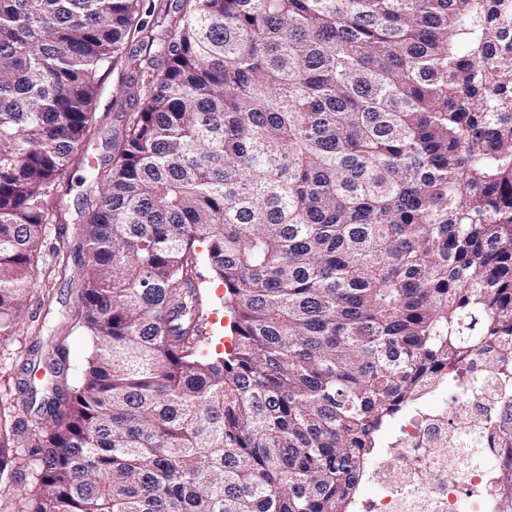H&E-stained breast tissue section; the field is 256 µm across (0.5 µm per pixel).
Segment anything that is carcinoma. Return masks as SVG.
<instances>
[{
  "label": "carcinoma",
  "instance_id": "cac0c4a2",
  "mask_svg": "<svg viewBox=\"0 0 512 512\" xmlns=\"http://www.w3.org/2000/svg\"><path fill=\"white\" fill-rule=\"evenodd\" d=\"M141 0H0V339ZM94 174L17 512H347L439 366L512 352V0H160ZM230 350L200 354L197 267ZM21 440L25 453L13 452ZM199 272L201 286L209 302L208 319L205 326L207 332L205 336L208 339L205 341L202 354L222 353L224 345L228 347L230 342V338L227 337L229 317L224 309V285L221 280L211 274L203 257H201ZM68 348V382L70 385H76L84 373L94 345L88 336L82 333H73L68 338Z\"/></svg>",
  "mask_w": 512,
  "mask_h": 512
}]
</instances>
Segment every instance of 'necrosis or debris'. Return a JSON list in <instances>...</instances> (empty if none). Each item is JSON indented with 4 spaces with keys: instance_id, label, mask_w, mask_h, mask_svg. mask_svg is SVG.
<instances>
[{
    "instance_id": "4bbe7bcc",
    "label": "necrosis or debris",
    "mask_w": 512,
    "mask_h": 512,
    "mask_svg": "<svg viewBox=\"0 0 512 512\" xmlns=\"http://www.w3.org/2000/svg\"><path fill=\"white\" fill-rule=\"evenodd\" d=\"M429 391L447 390L449 409L407 417L396 445L377 462L378 489L361 512H503L512 486L490 479L489 463L512 458L499 404L512 397V367L500 356L475 353L464 369L438 373ZM455 414L463 428L449 429Z\"/></svg>"
}]
</instances>
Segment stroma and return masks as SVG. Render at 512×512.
Segmentation results:
<instances>
[{
	"instance_id": "1",
	"label": "stroma",
	"mask_w": 512,
	"mask_h": 512,
	"mask_svg": "<svg viewBox=\"0 0 512 512\" xmlns=\"http://www.w3.org/2000/svg\"><path fill=\"white\" fill-rule=\"evenodd\" d=\"M151 54L142 34L129 37L117 61L102 72L94 103L91 140L83 157L77 158L68 175L59 182L52 218L45 228L42 246L34 271V289L25 309L23 321L14 336L0 342V419L14 422L29 417L30 410L16 387L20 372L27 363L39 362L47 341L67 336L69 348V384H77L94 349L92 340L81 333L68 334L66 321L73 308L72 284L62 272L55 249L62 242L76 243L85 222L86 193L93 167L110 153L112 141L121 137L132 104L120 101L118 91L136 77V64H148ZM202 288L209 302L204 354L222 352L230 339L229 318L224 309V285L200 265Z\"/></svg>"
}]
</instances>
